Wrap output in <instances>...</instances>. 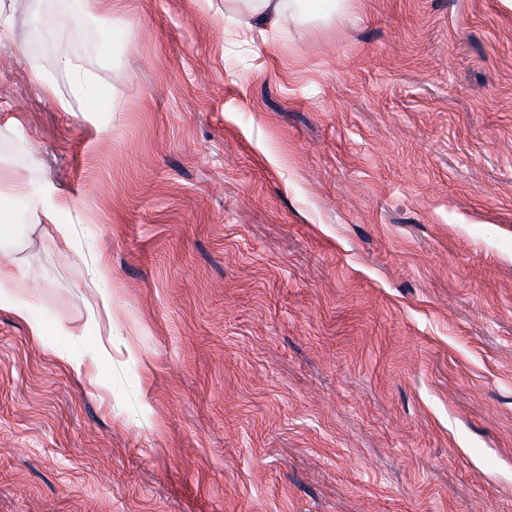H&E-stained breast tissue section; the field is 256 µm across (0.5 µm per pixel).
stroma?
<instances>
[{
	"label": "stroma",
	"instance_id": "35a3bbf8",
	"mask_svg": "<svg viewBox=\"0 0 512 512\" xmlns=\"http://www.w3.org/2000/svg\"><path fill=\"white\" fill-rule=\"evenodd\" d=\"M302 11L0 0V512H512V7ZM242 3L235 9L239 35L247 38L259 19H269L273 25H281L287 21L282 10V0H235ZM69 207V200L65 197L56 199L50 206H47L42 211L43 224H47L56 235L62 239H66L68 229L63 224H57V216L59 212Z\"/></svg>",
	"mask_w": 512,
	"mask_h": 512
}]
</instances>
